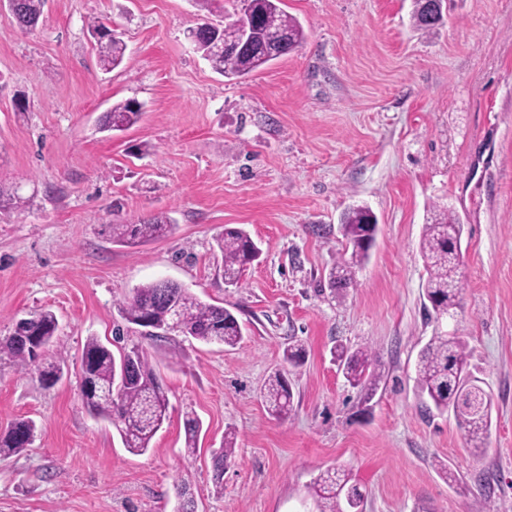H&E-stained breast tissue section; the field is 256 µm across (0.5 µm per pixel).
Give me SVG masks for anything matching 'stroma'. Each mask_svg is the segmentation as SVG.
Segmentation results:
<instances>
[{
	"instance_id": "35a3bbf8",
	"label": "stroma",
	"mask_w": 512,
	"mask_h": 512,
	"mask_svg": "<svg viewBox=\"0 0 512 512\" xmlns=\"http://www.w3.org/2000/svg\"><path fill=\"white\" fill-rule=\"evenodd\" d=\"M305 40L247 78L216 73L187 37L211 14L194 0H46L34 30L0 8V185H22L24 213L0 212V338L55 313L49 351L62 369L0 360V432L34 420L27 450L0 459V512H316L321 471L352 469L365 512H512V0H450L445 26L410 21L411 0H283ZM127 45L100 69L87 22ZM141 120L107 132L112 103ZM368 206L378 233L356 285L338 294L339 219ZM463 225L464 282L449 328L493 403L488 452L466 450L454 415L425 413L415 363L435 325L423 310L418 252L433 206ZM164 214L173 234L136 248L111 227ZM243 228L262 249L225 283L216 241ZM167 278L237 316L234 348L180 333L151 342L121 307ZM144 348L169 400L148 450L130 453L83 406L82 352ZM305 344L300 366L283 360ZM373 347L384 377L369 414L332 360L336 343ZM285 372L297 405L270 418L261 392ZM202 421L185 454L184 416ZM235 430L222 483L212 456ZM459 474L446 481L436 464Z\"/></svg>"
}]
</instances>
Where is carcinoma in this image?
I'll use <instances>...</instances> for the list:
<instances>
[{
	"label": "carcinoma",
	"mask_w": 512,
	"mask_h": 512,
	"mask_svg": "<svg viewBox=\"0 0 512 512\" xmlns=\"http://www.w3.org/2000/svg\"><path fill=\"white\" fill-rule=\"evenodd\" d=\"M16 23L26 29L37 26L46 0H15ZM431 0H413L412 19L423 30L442 26L447 15L430 8ZM247 18L251 34L248 45L241 44L243 29L227 26L213 28L205 21L196 27L194 47L201 52L213 70L228 79H238L264 68L269 62L296 50L305 40L299 20L282 7V0H251ZM231 45L232 51L224 50ZM98 59L102 68L112 70L124 59L126 44L112 32L97 42ZM142 115L141 105L133 100L112 104L101 118L102 128L125 131L136 124ZM29 198L18 189L0 187V212H23ZM175 224L167 216L155 217L139 224L112 225V242L126 247L158 240L170 234ZM378 230L376 216L365 206L354 205L341 217V231L350 258L331 268L328 286L340 291L353 287L357 269L369 257ZM463 225L450 210H440L423 225L419 243L420 256L426 271L422 285L423 309L428 320L441 324L454 317L460 305L464 273L456 260L455 249L460 247ZM222 253L224 280L239 283L242 272L261 255V248L241 228L226 225L217 240ZM122 317L132 325L151 327L164 333L173 322L178 332L205 343H217L231 348L243 338L241 325L228 308L191 294L182 285L158 279L134 290L122 307ZM58 322L49 311H41L27 321L15 323L13 332L0 339V355L19 361L34 362L41 354L27 346L30 336L38 337L37 347L50 348L57 343ZM332 357L338 363L349 385L359 390L363 403L376 395L383 374L378 368L375 350L370 346L350 349L338 344ZM135 363L133 376L121 379L124 359ZM83 402L96 419L108 421L118 431L124 447L132 453H143L167 418L168 399L163 391L147 353L133 347L115 357L106 345L96 338L87 340L83 349ZM415 382L424 411L440 414L453 412L464 430L467 449L475 457L487 452L492 427L491 397L476 384L470 370V352L462 337L435 330L419 354L415 366ZM263 402L269 416L284 419L294 410V392L285 374L277 369L263 389ZM37 427L30 419H21L0 435V457L18 455L34 441ZM185 453L196 454L201 433L200 420L191 413L184 419ZM236 448L235 434L224 433V447L218 451L214 466V481L222 483L224 465L231 461ZM318 512H356L363 508L365 495L356 476L345 468L322 472L312 486Z\"/></svg>",
	"instance_id": "1"
}]
</instances>
